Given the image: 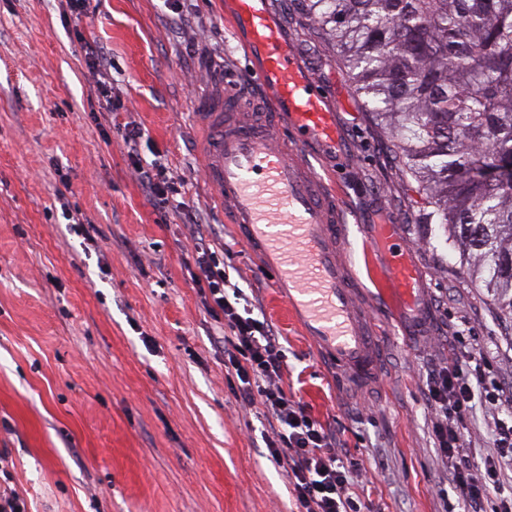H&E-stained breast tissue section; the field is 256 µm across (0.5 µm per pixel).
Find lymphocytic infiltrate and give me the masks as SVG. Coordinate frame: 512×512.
Returning <instances> with one entry per match:
<instances>
[{
    "label": "lymphocytic infiltrate",
    "instance_id": "obj_1",
    "mask_svg": "<svg viewBox=\"0 0 512 512\" xmlns=\"http://www.w3.org/2000/svg\"><path fill=\"white\" fill-rule=\"evenodd\" d=\"M135 170L149 195L183 209L182 185L168 176L165 165L139 163ZM206 233L207 241L197 250V280L208 289V314L224 323V371L241 403L259 408L269 457L287 474L299 512H366L364 501L349 488L356 462L338 453L335 436L288 392L285 353L271 323L255 316L254 304L246 302L241 288L232 287L208 243L217 231L210 226ZM426 395L437 415V458L448 467L463 512H512V497L499 494L501 465L512 463V417L498 420L494 454L482 465L461 452V429L475 398L483 397L493 408L502 402L491 364L479 360L465 368L457 356H449L446 365L428 374Z\"/></svg>",
    "mask_w": 512,
    "mask_h": 512
}]
</instances>
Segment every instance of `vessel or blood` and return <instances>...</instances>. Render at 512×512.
<instances>
[{
    "label": "vessel or blood",
    "mask_w": 512,
    "mask_h": 512,
    "mask_svg": "<svg viewBox=\"0 0 512 512\" xmlns=\"http://www.w3.org/2000/svg\"><path fill=\"white\" fill-rule=\"evenodd\" d=\"M227 10L257 62L267 107L247 111L228 89L205 102L199 150L206 177L225 221L274 274L290 317L350 384H363L377 371L378 318L358 300L346 213L306 153L316 145L326 157H341L335 98L282 35L270 0H227ZM367 254L389 287L396 320L419 330L425 303L399 225L386 219L374 225Z\"/></svg>",
    "instance_id": "b4317fda"
}]
</instances>
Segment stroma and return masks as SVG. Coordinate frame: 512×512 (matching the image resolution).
<instances>
[{
    "label": "stroma",
    "mask_w": 512,
    "mask_h": 512,
    "mask_svg": "<svg viewBox=\"0 0 512 512\" xmlns=\"http://www.w3.org/2000/svg\"><path fill=\"white\" fill-rule=\"evenodd\" d=\"M282 33L335 97L350 144L341 168L308 155L356 220L350 251L359 301L380 318L379 370L365 386L336 368L286 317L273 273L224 221L203 176L202 102L220 84L264 102L225 0H0V487L27 512H298L261 424L224 376L222 332L193 279L196 235L163 217L122 141L183 181L185 202L215 225L232 283L258 298L286 349L284 382L359 461L370 512H445L424 396L449 353L482 355L512 392V320L472 281L446 230L425 221L426 196L371 119L335 43L302 0H271ZM113 67L111 112L88 97L89 50ZM402 225L419 266L428 327L408 336L362 251L368 224ZM81 221V232L72 224ZM475 403L465 439L491 452L495 416Z\"/></svg>",
    "instance_id": "obj_1"
}]
</instances>
